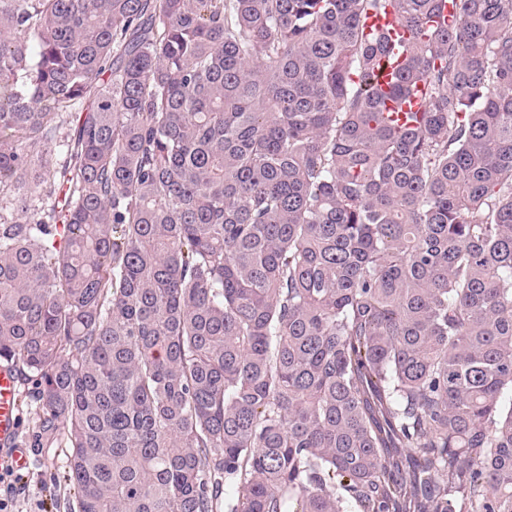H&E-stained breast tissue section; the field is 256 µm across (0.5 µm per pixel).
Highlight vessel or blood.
I'll list each match as a JSON object with an SVG mask.
<instances>
[{"mask_svg": "<svg viewBox=\"0 0 512 512\" xmlns=\"http://www.w3.org/2000/svg\"><path fill=\"white\" fill-rule=\"evenodd\" d=\"M18 384L13 366L0 363V463L13 470L28 467V451L18 440Z\"/></svg>", "mask_w": 512, "mask_h": 512, "instance_id": "b4317fda", "label": "vessel or blood"}]
</instances>
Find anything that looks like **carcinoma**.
Returning <instances> with one entry per match:
<instances>
[{
	"mask_svg": "<svg viewBox=\"0 0 512 512\" xmlns=\"http://www.w3.org/2000/svg\"><path fill=\"white\" fill-rule=\"evenodd\" d=\"M4 190L78 512H512V0H0Z\"/></svg>",
	"mask_w": 512,
	"mask_h": 512,
	"instance_id": "obj_1",
	"label": "carcinoma"
}]
</instances>
